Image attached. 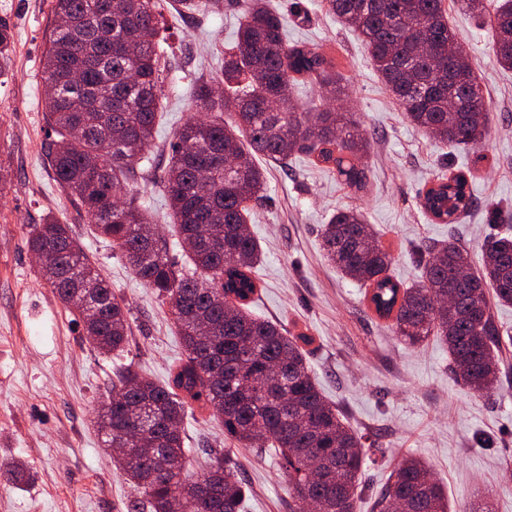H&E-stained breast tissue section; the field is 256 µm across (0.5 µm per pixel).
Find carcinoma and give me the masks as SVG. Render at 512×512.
Wrapping results in <instances>:
<instances>
[{"mask_svg": "<svg viewBox=\"0 0 512 512\" xmlns=\"http://www.w3.org/2000/svg\"><path fill=\"white\" fill-rule=\"evenodd\" d=\"M187 16L211 0H177ZM338 21L356 31L373 66L410 121L451 146L479 148L488 134L482 85L442 9V0H326ZM243 23L224 53L222 85L196 80L195 112L174 134L169 160L154 156L156 118L165 68L160 45L167 29L162 0H52L63 22L46 35L44 107L56 138L48 164L60 190L94 218L139 281L168 304L185 357L159 385L131 367L116 369L97 411L98 431L120 473L142 494L128 512H243L247 485L229 451L215 450L209 469L191 478L183 423L194 409H214L225 435L243 448L271 442L288 487L311 512H357L365 462L363 436L348 426L311 376L299 337L247 310L256 292L252 269L260 249L247 219L249 202L265 190L255 155L283 162L304 153L344 185L369 179V139L352 112H332L327 100L346 97L336 63L302 44L288 45L281 17L267 0H243ZM493 52L512 70V9L501 3L491 20ZM139 46L129 57L126 40ZM14 34L0 23V59ZM315 81L321 103L304 112L289 104L295 82ZM230 121H224V115ZM239 168L227 177L225 163ZM143 181L164 192L191 267L178 265L167 240L137 197L120 190ZM423 207L448 224L472 206L464 175H436ZM46 284L81 319L101 353L128 343L129 308L94 266L70 225L46 215L29 232ZM326 259L369 288L376 316L414 347L438 336L448 347L455 379L478 393L500 385V333L488 291L512 305V236L493 239L482 267L450 240L425 248L423 283L405 287L391 276L392 257L358 210L323 225ZM452 295L451 306L438 297ZM11 483L27 477L21 462L0 463ZM379 512H448V496L421 460L408 456L376 497Z\"/></svg>", "mask_w": 512, "mask_h": 512, "instance_id": "1", "label": "carcinoma"}]
</instances>
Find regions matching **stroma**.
<instances>
[{"label":"stroma","mask_w":512,"mask_h":512,"mask_svg":"<svg viewBox=\"0 0 512 512\" xmlns=\"http://www.w3.org/2000/svg\"><path fill=\"white\" fill-rule=\"evenodd\" d=\"M285 16L289 42L334 58L371 139L367 189L354 192L303 155L268 165L263 198L251 201V230L262 258L252 314L302 337L324 396L365 435L363 490L357 512H372L394 467L412 455L432 466L452 508L488 495L494 512H512V306L497 305L504 339L497 391L478 394L457 383L448 348L429 338L415 348L376 317L365 288L339 274L320 249L323 224L336 211L360 208L391 254L392 276L421 281L426 245L454 240L480 264L485 245L512 230V70H503L482 20L443 0L489 102L491 134L479 149L451 147L407 118L373 70L362 38L330 15L323 0H271ZM171 29L163 57L172 69L155 134L166 155L176 128L191 114L196 78H217L241 23L231 0L191 17L166 13ZM0 20L14 32L15 52L0 66V165L12 182L0 191V463H25L30 477L0 485V512H128L136 489L120 474L97 432L96 415L117 367L165 383L183 356L177 328L161 299L144 288L122 253L99 237L84 212L61 192L45 158L47 122L41 83L51 0H0ZM466 173L472 209L441 224L420 206L437 172ZM72 225L86 255L130 308L123 353H98L53 294L27 247L46 213ZM189 472L205 451L228 448L250 488L246 512H293L288 481L274 451L232 444L219 416L195 410L185 421Z\"/></svg>","instance_id":"obj_1"}]
</instances>
